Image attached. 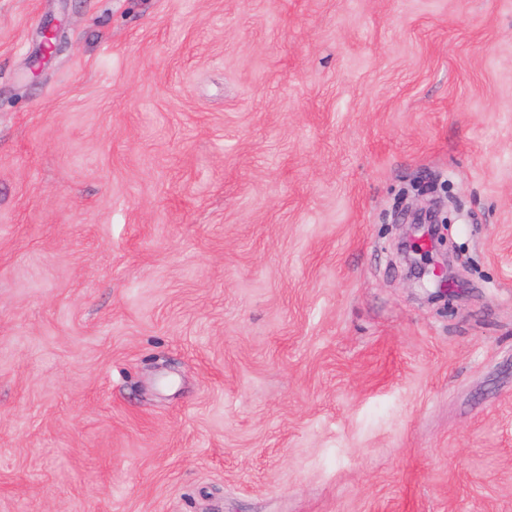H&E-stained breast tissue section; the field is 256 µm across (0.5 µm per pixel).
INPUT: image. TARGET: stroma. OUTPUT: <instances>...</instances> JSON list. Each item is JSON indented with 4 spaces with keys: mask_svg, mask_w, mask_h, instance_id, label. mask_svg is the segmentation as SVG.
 Listing matches in <instances>:
<instances>
[{
    "mask_svg": "<svg viewBox=\"0 0 512 512\" xmlns=\"http://www.w3.org/2000/svg\"><path fill=\"white\" fill-rule=\"evenodd\" d=\"M0 512H512V0H0ZM415 242L409 241L400 251V255L403 260L412 268L414 273V278L420 284L421 287L426 288L428 284H431L434 280L438 283L439 288H436L438 291L433 295L434 298H440L447 300L448 303L453 297L452 286L455 285L454 277L450 275V261L448 260V255L446 262L443 264H434L432 268L422 267L418 265V262L414 258V254L416 252V248L414 246ZM448 286L447 288H441L442 286Z\"/></svg>",
    "mask_w": 512,
    "mask_h": 512,
    "instance_id": "1",
    "label": "stroma"
}]
</instances>
